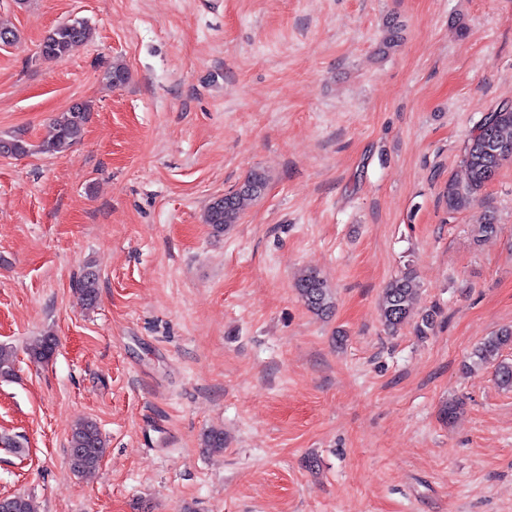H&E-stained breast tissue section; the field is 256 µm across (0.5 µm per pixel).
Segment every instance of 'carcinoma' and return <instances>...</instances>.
<instances>
[{
  "instance_id": "carcinoma-1",
  "label": "carcinoma",
  "mask_w": 512,
  "mask_h": 512,
  "mask_svg": "<svg viewBox=\"0 0 512 512\" xmlns=\"http://www.w3.org/2000/svg\"><path fill=\"white\" fill-rule=\"evenodd\" d=\"M87 23L74 20L57 25L47 31L40 45V55L48 60L65 57L74 44L90 38ZM90 104L74 103L52 119L51 133L38 152L61 153L76 145L82 138L88 120ZM512 160V109L498 110L494 116H486L477 123L467 141L462 163L467 179L463 184L448 182L444 198L448 211L459 212L470 208L483 188L497 175L503 162ZM266 178L259 171H252L235 189L214 199L207 207L205 223L217 231L240 219L248 202L262 194ZM299 296L313 313L322 314L332 307L330 288L315 272H308L296 283ZM77 289L86 303L94 305L98 295V279L91 271L78 280ZM418 284L412 271L408 270L392 279L382 295L381 315L385 326L396 329L404 324L412 313V304ZM512 345V327L502 328L486 337L476 349L474 356L488 362L501 355L502 350ZM57 347V337L48 332L36 337L26 347L27 354L38 361L50 360ZM16 351L6 344L0 345V378L8 379L15 372ZM106 454L105 441L92 421H81L74 425L70 436L69 464L73 472L88 476L96 472Z\"/></svg>"
}]
</instances>
